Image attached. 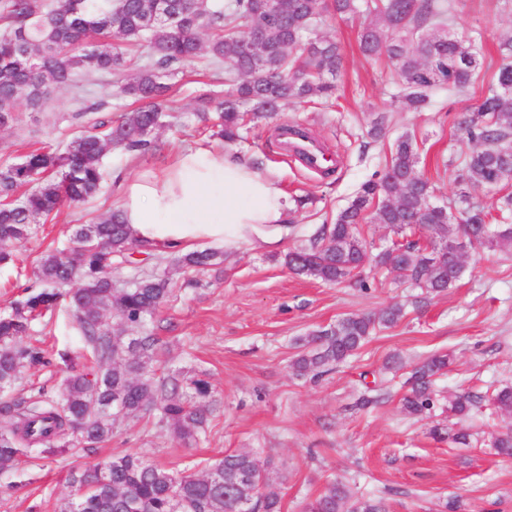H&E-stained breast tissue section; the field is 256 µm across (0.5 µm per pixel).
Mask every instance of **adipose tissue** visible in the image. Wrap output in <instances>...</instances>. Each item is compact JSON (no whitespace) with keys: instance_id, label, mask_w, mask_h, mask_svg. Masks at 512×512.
<instances>
[{"instance_id":"1","label":"adipose tissue","mask_w":512,"mask_h":512,"mask_svg":"<svg viewBox=\"0 0 512 512\" xmlns=\"http://www.w3.org/2000/svg\"><path fill=\"white\" fill-rule=\"evenodd\" d=\"M293 207L275 171L201 148L181 151L150 177L126 180L119 204L138 240L176 251L203 241L279 244Z\"/></svg>"}]
</instances>
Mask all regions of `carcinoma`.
I'll list each match as a JSON object with an SVG mask.
<instances>
[{
	"label": "carcinoma",
	"mask_w": 512,
	"mask_h": 512,
	"mask_svg": "<svg viewBox=\"0 0 512 512\" xmlns=\"http://www.w3.org/2000/svg\"><path fill=\"white\" fill-rule=\"evenodd\" d=\"M180 0L165 18L160 0H61L50 9L44 0H0V123L43 105L60 88L78 86L93 75L117 77L120 93L140 103L116 121L100 120L78 131L62 150L35 149L17 162L0 165V265L14 263L10 246L37 232L35 220L51 217L64 205L96 195L106 180L104 158L113 150L144 156L156 150L154 131L165 117L162 102L169 80L205 55L224 62V96L209 89L198 96L199 116L213 120L214 135L227 143L241 138L246 121L265 119L285 103L336 95L342 66L340 45L317 32L324 13L339 18L374 17L359 32L362 53L387 57L395 67L407 108L420 112L429 90L448 88L465 96L480 76L484 58L479 38L456 36L447 27L455 0ZM273 9H268V5ZM117 37L143 48L138 63L107 41ZM502 63L476 111L464 114L460 128L475 143L460 163L458 179L473 188L492 189L512 181V35L501 40ZM414 136L402 135L384 173L362 184L332 225L324 224L308 244L286 255L298 275L335 284L350 265L385 268L426 294L453 287L462 277V255L449 240L461 232L486 236L489 249H512V225L493 226L484 207L463 196L453 215L433 202L434 190L416 172ZM402 237L372 254L359 225L367 214ZM456 221V228L449 222ZM154 248L132 237L118 210L92 224L72 228L68 246L42 251L33 274L40 286L11 311L0 315V410L11 414L0 428V474L18 471L33 453L75 455L112 439L117 420L156 414L174 440L196 442L207 422L202 379L178 392L179 380L157 383L152 373L156 340L129 336L128 327L154 318L172 293L165 275L148 274L124 288L112 283L114 261L126 262ZM219 253L183 254V268L203 270ZM66 300L73 326L89 363L77 367L71 352L57 351L68 374L57 399L41 394L13 397L23 370L52 364L49 353L22 342L30 324ZM118 320L109 322L107 315ZM404 316L391 306L378 315H350L300 339L293 362L300 375L320 376L354 356L369 337ZM448 366V355L434 354L412 371L404 409L429 414L435 407L434 378ZM483 396L461 392L448 398V412L464 415ZM494 412L512 413V388L489 399ZM77 486L60 512H281L280 495L269 489L264 470L249 452L227 453L207 463L204 472H178L125 454L108 461L105 474L90 480L70 473ZM303 512H386L381 498L355 494L338 480L327 483Z\"/></svg>",
	"instance_id": "cac0c4a2"
}]
</instances>
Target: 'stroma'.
I'll return each instance as SVG.
<instances>
[{
	"label": "stroma",
	"instance_id": "obj_1",
	"mask_svg": "<svg viewBox=\"0 0 512 512\" xmlns=\"http://www.w3.org/2000/svg\"><path fill=\"white\" fill-rule=\"evenodd\" d=\"M451 26L460 35L479 33L486 60L499 62L501 38L512 35V0H456ZM362 17H325L324 35L343 48L336 98L329 103L284 105L278 116L253 123L231 150L258 169H277L288 196H309V204L288 214V231L274 249L249 242L221 244L220 265L202 272L179 268L168 253L134 254L114 264L112 278L123 286L135 278L166 272L175 293L155 320L131 328L134 336L158 338L154 369L158 380L203 378L212 413L196 444H178L157 418H125L110 441L78 455H42L23 461L18 472L0 476V512H54L74 492L70 472H85L111 457L133 454L174 470L252 452L282 498V512H301L306 500L339 479L355 491L385 499L389 512H512V458L498 454L494 439L512 425V415L472 409L448 412L449 395L512 386V252L487 249L466 260V273L453 287L415 306L408 282L384 269L364 272L367 287L353 278L328 285L291 272L286 254L308 243L356 196L361 185L382 174L393 143L416 137L418 169L436 189L437 199L456 198L461 186L455 163L472 149L458 127L475 109L487 86L478 83L464 97L447 88L430 90L421 112L400 109L396 72L386 62L364 56L357 43ZM204 88L201 63L187 65L174 79L173 98L181 109L174 126L154 133L157 149L138 162L107 156L103 189L78 206L62 207L41 224L38 234L18 247L16 265L0 266V311L21 298L33 277L34 260L50 243L65 241L72 225L96 221L116 205L119 178L157 171L185 149H223L202 133L193 114ZM106 101L107 116L133 111L118 98L111 76L94 77L86 92L53 93L42 112H21L0 130V164L18 160L32 148H63L72 135L97 120L87 99ZM387 115L383 139L368 137L371 121ZM302 125L337 159L329 172H314L284 153L276 136L281 125ZM398 304L404 316L371 336L357 355L314 379L296 375L297 342L353 314H376ZM30 336L57 347L79 349L66 309L33 323ZM400 355V370L387 368ZM434 354L450 365L437 381L439 400L431 414L415 416L402 406L411 369ZM466 429L469 445L450 435Z\"/></svg>",
	"mask_w": 512,
	"mask_h": 512
}]
</instances>
